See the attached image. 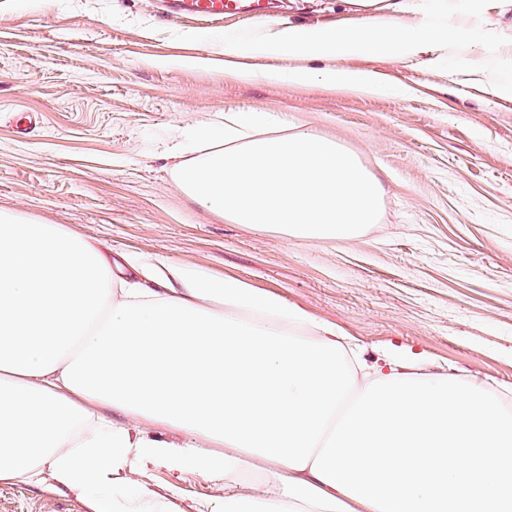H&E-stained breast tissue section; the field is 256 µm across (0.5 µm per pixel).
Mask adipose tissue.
<instances>
[{"instance_id": "adipose-tissue-1", "label": "adipose tissue", "mask_w": 512, "mask_h": 512, "mask_svg": "<svg viewBox=\"0 0 512 512\" xmlns=\"http://www.w3.org/2000/svg\"><path fill=\"white\" fill-rule=\"evenodd\" d=\"M271 82L380 93L371 71L331 66L266 71ZM190 305L250 323L267 331L298 335L306 330L318 342L345 341L332 323L312 318L298 306L242 280L209 276L184 267L141 270L139 280L123 284L109 305L156 298ZM141 414L114 407L65 387L60 371L29 376L0 370V483L40 485L44 471L71 487L120 486L128 473L148 464L166 467L174 478L167 495L142 489L137 501L103 499L94 512H170V495L184 474L224 484L221 495L200 512H376L317 479L193 430L164 437L149 432Z\"/></svg>"}]
</instances>
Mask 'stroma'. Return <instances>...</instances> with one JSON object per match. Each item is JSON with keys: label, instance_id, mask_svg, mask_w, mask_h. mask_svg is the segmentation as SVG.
<instances>
[{"label": "stroma", "instance_id": "1", "mask_svg": "<svg viewBox=\"0 0 512 512\" xmlns=\"http://www.w3.org/2000/svg\"><path fill=\"white\" fill-rule=\"evenodd\" d=\"M392 0H272L217 28L160 0H0V212L99 244L114 273L163 260L235 277L341 329L369 365L401 345L512 408V97L439 70L448 52L345 60L396 89L237 83L202 58L217 32L349 26ZM199 34L196 42L182 41ZM272 112L274 132L336 142L381 182L351 240L258 231L196 204L177 177L208 156L185 131ZM112 489L0 484V512H92Z\"/></svg>", "mask_w": 512, "mask_h": 512}]
</instances>
